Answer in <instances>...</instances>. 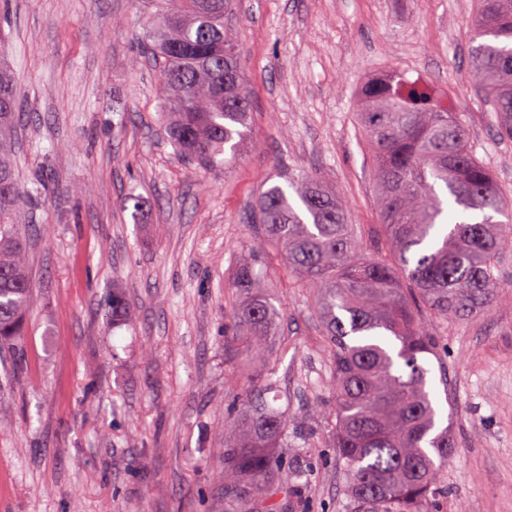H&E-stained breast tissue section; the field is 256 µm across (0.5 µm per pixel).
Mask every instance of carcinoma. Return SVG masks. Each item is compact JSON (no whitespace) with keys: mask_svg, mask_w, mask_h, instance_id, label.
I'll list each match as a JSON object with an SVG mask.
<instances>
[{"mask_svg":"<svg viewBox=\"0 0 512 512\" xmlns=\"http://www.w3.org/2000/svg\"><path fill=\"white\" fill-rule=\"evenodd\" d=\"M153 21L138 38L162 87L169 144L191 165L227 166L248 136L251 102L224 20L236 0H139ZM471 77L512 139V0H476ZM24 112L0 62V342L28 308L26 238L17 217L38 193L19 179L11 142ZM358 119L373 157L377 208L389 257L367 256L345 208L312 175L285 177L252 204L255 254L238 261L231 336L242 343L238 410L224 419V480L272 485L268 448L288 443V418L269 400V346L280 335L259 252L280 247L310 289L327 336L335 447L350 498L372 512H419L443 488L453 440L435 431L426 355L437 342L421 312L465 323L511 289L497 262L512 251V202L469 145L463 114L402 71L368 79Z\"/></svg>","mask_w":512,"mask_h":512,"instance_id":"obj_1","label":"carcinoma"}]
</instances>
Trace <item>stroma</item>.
Here are the masks:
<instances>
[{"label": "stroma", "mask_w": 512, "mask_h": 512, "mask_svg": "<svg viewBox=\"0 0 512 512\" xmlns=\"http://www.w3.org/2000/svg\"><path fill=\"white\" fill-rule=\"evenodd\" d=\"M475 0H239L231 29L251 96L227 166L179 159L158 122L159 80L136 64L134 0H0L29 118L14 149L33 282L11 370L0 354V512H269L224 484V416L243 354L224 328L236 261L255 248V197L315 173L369 255L388 252L356 97L399 69L447 94L470 145L512 199V142L471 88ZM121 111H113V103ZM138 210L123 209L128 196ZM283 312L274 343L288 444L270 449L276 512H364L333 446L330 353L308 289L262 253ZM120 290L125 314L112 313ZM428 389L452 432L426 512H512V296L464 325L426 320Z\"/></svg>", "instance_id": "obj_1"}]
</instances>
